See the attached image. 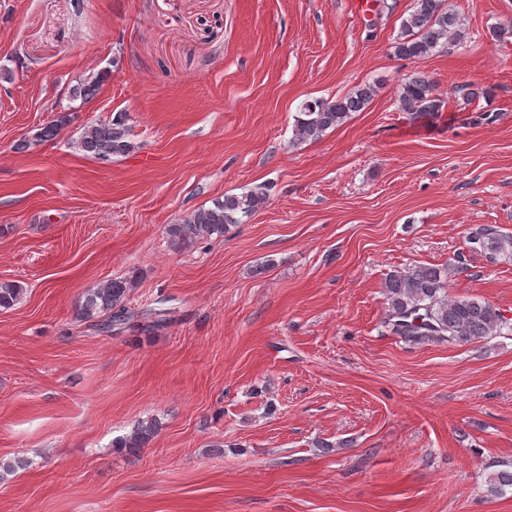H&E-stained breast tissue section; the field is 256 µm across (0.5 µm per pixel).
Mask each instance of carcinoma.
Segmentation results:
<instances>
[{
  "label": "carcinoma",
  "mask_w": 512,
  "mask_h": 512,
  "mask_svg": "<svg viewBox=\"0 0 512 512\" xmlns=\"http://www.w3.org/2000/svg\"><path fill=\"white\" fill-rule=\"evenodd\" d=\"M446 0H414L412 11L402 19L401 32L395 45V54L403 59H423L440 45L462 38L458 15L447 6ZM112 69L98 72L90 81L73 89L75 98L94 96L99 86L109 78ZM470 84L453 87L454 97L463 104H471L479 95ZM375 95V86L365 84L353 92L336 99L307 102L301 109L302 117L294 126L297 140H315L329 129L344 124L354 112L362 111ZM399 109L417 117L437 112L443 101L433 93L432 83L419 73L407 77L400 85ZM69 122L61 115L42 127L35 135L40 142L51 141ZM77 148L84 155L107 163L115 157L127 156L136 149L128 116L116 113L109 120L90 122L83 127ZM269 194L264 187H256L240 194L224 196L209 207L194 210L182 223L169 224L165 233L176 249H185L199 240L222 237L230 228L244 223L256 211L265 207ZM470 243L490 256H512V235L485 226L470 236ZM451 269L440 265H414L396 270L385 279L387 302L384 324L388 331L400 339L425 344L447 341L468 344L493 333L507 329L512 332V321L491 302L477 298H451L448 279ZM134 280L128 277L112 278L89 290L79 305L78 317L99 323L100 328L158 329L167 322L162 314L137 315L126 305ZM24 288L15 282L0 283V308L10 309L22 298ZM159 423H142L117 442V447L135 453L146 447L157 435ZM512 488V463L490 474L487 492L501 495Z\"/></svg>",
  "instance_id": "cac0c4a2"
}]
</instances>
